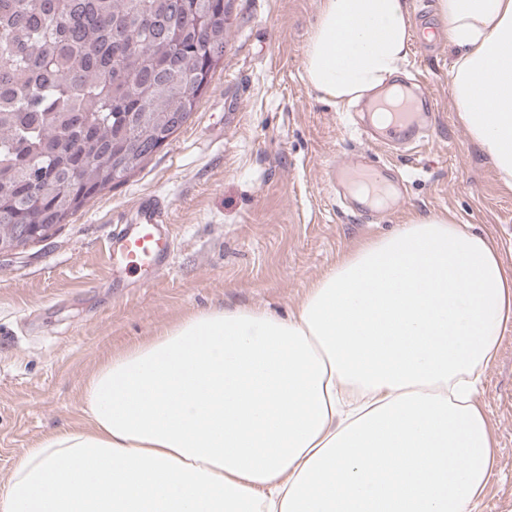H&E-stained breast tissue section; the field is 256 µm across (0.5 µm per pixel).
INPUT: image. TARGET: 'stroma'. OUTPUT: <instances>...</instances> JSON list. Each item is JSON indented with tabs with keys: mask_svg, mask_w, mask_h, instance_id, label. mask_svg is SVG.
I'll use <instances>...</instances> for the list:
<instances>
[{
	"mask_svg": "<svg viewBox=\"0 0 512 512\" xmlns=\"http://www.w3.org/2000/svg\"><path fill=\"white\" fill-rule=\"evenodd\" d=\"M435 0L421 11L401 83L436 101L429 145L388 153L356 104L321 100L303 66L318 0H233L224 48L196 112L144 168L90 201L54 236L0 256V487L51 432L83 424L81 392L99 360L201 309L286 316L339 255L409 223L452 213L493 241L512 267V188L471 141L454 108V49ZM369 157L404 182L397 208L364 223L337 201V162ZM168 207L167 270L112 275L106 246L144 199ZM478 400L497 463L478 512H512V331L487 366Z\"/></svg>",
	"mask_w": 512,
	"mask_h": 512,
	"instance_id": "35a3bbf8",
	"label": "stroma"
}]
</instances>
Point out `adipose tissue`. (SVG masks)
<instances>
[{
    "label": "adipose tissue",
    "mask_w": 512,
    "mask_h": 512,
    "mask_svg": "<svg viewBox=\"0 0 512 512\" xmlns=\"http://www.w3.org/2000/svg\"><path fill=\"white\" fill-rule=\"evenodd\" d=\"M451 93L512 187V0H436ZM406 0H321L322 98L389 90ZM512 328V269L453 216H418L314 281L299 308H210L103 358L90 425L29 449L0 512H477L495 442L477 402Z\"/></svg>",
    "instance_id": "ef3b65f1"
}]
</instances>
